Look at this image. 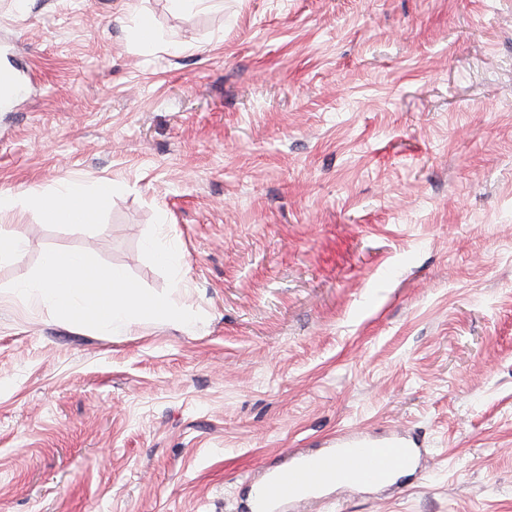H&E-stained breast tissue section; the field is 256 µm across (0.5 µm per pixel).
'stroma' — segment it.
Listing matches in <instances>:
<instances>
[{
	"label": "stroma",
	"instance_id": "obj_1",
	"mask_svg": "<svg viewBox=\"0 0 512 512\" xmlns=\"http://www.w3.org/2000/svg\"><path fill=\"white\" fill-rule=\"evenodd\" d=\"M8 59L0 512H238L352 430L426 466L317 512H512V0H0ZM102 180L91 223L43 221ZM158 216L200 323L111 336L11 292L48 249L164 291ZM111 191L109 181L99 183L92 193L77 183L66 182L54 197L42 201V217L47 223H87L106 204Z\"/></svg>",
	"mask_w": 512,
	"mask_h": 512
}]
</instances>
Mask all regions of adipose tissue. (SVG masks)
Returning a JSON list of instances; mask_svg holds the SVG:
<instances>
[{
  "mask_svg": "<svg viewBox=\"0 0 512 512\" xmlns=\"http://www.w3.org/2000/svg\"><path fill=\"white\" fill-rule=\"evenodd\" d=\"M112 185L104 181L93 192H85L74 182L62 184L57 194L41 203V214L48 223L79 224L89 222L106 204Z\"/></svg>",
  "mask_w": 512,
  "mask_h": 512,
  "instance_id": "1",
  "label": "adipose tissue"
}]
</instances>
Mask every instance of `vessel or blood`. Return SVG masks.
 I'll return each mask as SVG.
<instances>
[{"label": "vessel or blood", "instance_id": "1", "mask_svg": "<svg viewBox=\"0 0 512 512\" xmlns=\"http://www.w3.org/2000/svg\"><path fill=\"white\" fill-rule=\"evenodd\" d=\"M423 457L419 440L410 435L345 432L326 447L295 448L286 461L262 467L259 496L245 498L243 512H282L288 504L312 512L330 485L392 487L401 473L421 469Z\"/></svg>", "mask_w": 512, "mask_h": 512}]
</instances>
